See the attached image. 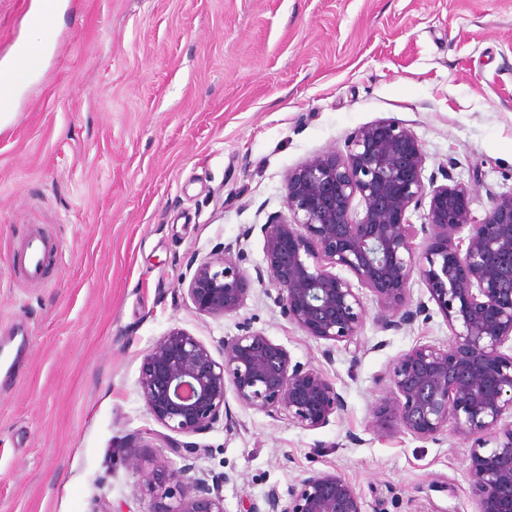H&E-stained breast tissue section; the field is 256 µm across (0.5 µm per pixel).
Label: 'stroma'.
I'll list each match as a JSON object with an SVG mask.
<instances>
[{"label":"stroma","instance_id":"obj_1","mask_svg":"<svg viewBox=\"0 0 512 512\" xmlns=\"http://www.w3.org/2000/svg\"><path fill=\"white\" fill-rule=\"evenodd\" d=\"M58 2L45 62L0 128V341L17 355L0 385V512H152L124 447L164 454L138 379L173 327L218 359L225 338L263 332L345 400L308 430L229 398L235 427L196 435L193 471L217 481L224 512H266L268 490L311 470L345 476L366 512H478L469 442L371 427L379 375L450 341L436 305L385 331L364 292L354 352L292 325L271 281L224 318L187 288L191 261L223 246L254 274L260 225L288 214V170L380 120L415 134L425 177L471 181L483 219L512 190V0ZM39 4L0 0V71L32 43ZM37 233L55 250L31 283L21 245Z\"/></svg>","mask_w":512,"mask_h":512}]
</instances>
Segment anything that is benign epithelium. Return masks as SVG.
<instances>
[{
    "instance_id": "obj_1",
    "label": "benign epithelium",
    "mask_w": 512,
    "mask_h": 512,
    "mask_svg": "<svg viewBox=\"0 0 512 512\" xmlns=\"http://www.w3.org/2000/svg\"><path fill=\"white\" fill-rule=\"evenodd\" d=\"M424 164L413 132L382 120L359 128L345 149L317 154L289 170V217L261 225L266 268L255 269L256 279L270 274L288 321L327 342L329 356L338 344L357 342L366 318L364 289L384 312V330H398L425 313V302L413 304L409 296L408 283L418 277L452 340L417 344L393 363L383 376L388 396L375 408L371 427L426 440L453 423L462 439L475 444L468 477L479 512H512V422H504L512 417V353L503 351L512 343V191L493 198L479 222L470 209L471 184L427 186ZM426 198L425 246L418 256L410 211ZM249 285L225 247L197 264L187 291L199 313L223 318L240 309ZM222 350L219 362L179 327L161 336L139 377L149 414L181 435L204 433L221 419L229 429V388L241 405L284 413L306 429L322 428L344 410L345 400L330 379L293 361L261 331L229 337ZM141 447L129 441L125 462L142 472L153 512H224L218 485L188 478L190 468L173 469L165 460L146 470ZM164 447L183 459L204 451L173 438ZM173 497L176 504L167 503ZM265 502L267 512H365L361 494L336 471L308 473L286 503L272 488Z\"/></svg>"
}]
</instances>
